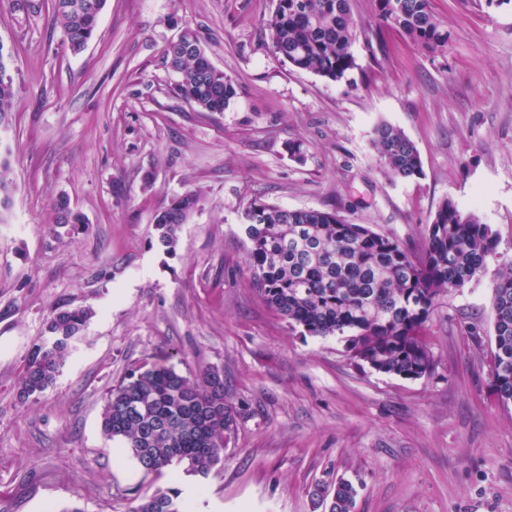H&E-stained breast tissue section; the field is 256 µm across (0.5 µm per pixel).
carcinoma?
<instances>
[{"mask_svg":"<svg viewBox=\"0 0 512 512\" xmlns=\"http://www.w3.org/2000/svg\"><path fill=\"white\" fill-rule=\"evenodd\" d=\"M264 21L273 53L297 70L332 81L356 66L352 47L366 38L351 0H273ZM106 0H54L53 18L62 42L76 54L94 36ZM379 21L412 43L436 50L448 30L431 0H375ZM166 61L179 76L178 93L206 112H222L236 96L235 81L212 65L198 33L184 29L169 45ZM10 53L0 44V126L10 122L14 79ZM372 144L383 171L393 179L422 175V162L404 132L380 124ZM200 196L187 192L179 206L154 218L157 243L175 253L178 230L198 209ZM67 198L56 203L55 224H83ZM248 240L245 263L268 303L288 326L311 337L339 336L352 358L385 374L416 379L430 373L426 323L440 298L463 288L497 257L498 235L473 213L444 200L421 242L413 249L332 212L288 209L260 199L243 211ZM494 349L490 389L502 405L512 403V265L493 288ZM93 311L86 306L53 311L49 336L35 345L20 383L23 401L36 398L59 373L68 346ZM240 413L215 369L184 375L168 363L143 361L107 393L101 415L104 435L124 443L146 473L185 465L206 476L224 461ZM323 512H354L357 486L341 478L317 480L310 489ZM175 488L157 489L147 499H128L126 512H185Z\"/></svg>","mask_w":512,"mask_h":512,"instance_id":"carcinoma-1","label":"carcinoma"}]
</instances>
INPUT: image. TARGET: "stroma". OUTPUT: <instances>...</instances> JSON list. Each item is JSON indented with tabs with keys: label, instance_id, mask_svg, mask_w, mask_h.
<instances>
[{
	"label": "stroma",
	"instance_id": "stroma-1",
	"mask_svg": "<svg viewBox=\"0 0 512 512\" xmlns=\"http://www.w3.org/2000/svg\"><path fill=\"white\" fill-rule=\"evenodd\" d=\"M432 7L449 34L436 51L352 0L370 40L331 82L271 52L272 0H107L78 54L52 0H0L14 78L0 133L14 185L0 218V512H125L170 486L101 430L109 388L147 358L219 370L241 412L223 463L197 479L204 512H316L309 490L329 472L360 481L355 512H512V405L489 391L492 293L512 262V8ZM187 27L236 81L224 111L177 92L164 51ZM382 122L415 144L423 177L382 172ZM187 192L200 206L164 254L154 217ZM62 195L85 221L54 233ZM255 198L410 246L449 199L496 231L500 256L431 314L432 372L387 375L266 303L244 261ZM77 306L94 316L54 383L20 402L51 313Z\"/></svg>",
	"mask_w": 512,
	"mask_h": 512
}]
</instances>
